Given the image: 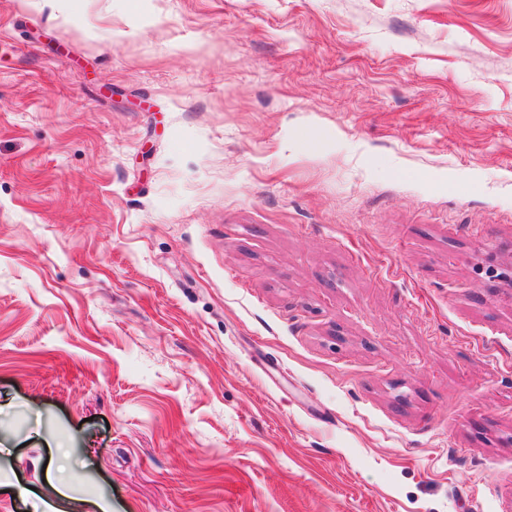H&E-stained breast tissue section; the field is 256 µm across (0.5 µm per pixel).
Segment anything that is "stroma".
Here are the masks:
<instances>
[{
    "instance_id": "35a3bbf8",
    "label": "stroma",
    "mask_w": 512,
    "mask_h": 512,
    "mask_svg": "<svg viewBox=\"0 0 512 512\" xmlns=\"http://www.w3.org/2000/svg\"><path fill=\"white\" fill-rule=\"evenodd\" d=\"M512 0H0V512H512Z\"/></svg>"
}]
</instances>
